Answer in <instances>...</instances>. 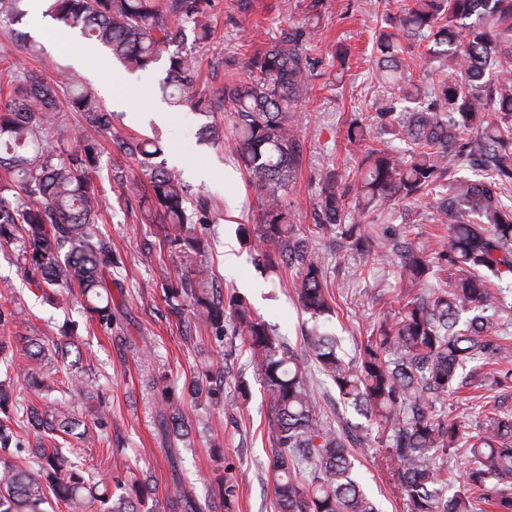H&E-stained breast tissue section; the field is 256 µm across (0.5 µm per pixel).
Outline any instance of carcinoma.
Masks as SVG:
<instances>
[{"mask_svg":"<svg viewBox=\"0 0 512 512\" xmlns=\"http://www.w3.org/2000/svg\"><path fill=\"white\" fill-rule=\"evenodd\" d=\"M46 15L79 29L130 73L151 70L187 25L195 40L208 39L205 0H50ZM394 19L375 48L379 80L393 90L398 107L373 113V120L407 149L368 144L367 126L353 120L347 139L361 153L357 171L325 173L319 223L305 229L294 224L288 202L302 164L294 109L307 94L312 68L299 39L275 41L250 59L248 78L229 75L209 94L200 90L195 57L175 52L158 85L173 112L229 108L236 152L262 202L261 223L243 238L255 260L295 272L297 302L315 321L333 308L326 258L310 245L313 235L336 230L337 252L354 250L373 262L388 241L364 233L362 219L371 211L427 199L437 221L448 225V242L438 251L406 242L397 253V274L413 286L431 283L436 267L448 268L451 277L373 326L356 360H345L336 336L317 324L298 350L245 299L226 300L210 288L211 269L202 262L208 242L193 224L181 174L158 159L164 154L158 141L127 135L96 96L73 89L64 71L47 79L27 70L0 98V168L10 176L0 181V251L13 253L39 290L79 293L91 317L112 329L108 276L119 260L98 227L104 201L93 177L100 149L86 127L106 133L147 177L142 216L158 225L159 245L179 260L182 273L164 292L168 310L192 312L230 350L239 346L253 359L271 408L277 512H380L350 452L367 431L328 420L309 362L331 380L343 405L376 424L378 461L396 478L408 512H476L478 503L512 512V411L504 410V398L512 397V338L493 327L512 311V204L506 202L512 197V0H405ZM403 35L426 43L423 56L435 80L425 88L413 81ZM61 90L84 121L72 129L68 148L50 138ZM14 320L15 314L0 313V512H43L40 505L51 497L65 512H86L96 501L100 512H155L146 483L119 476L93 482L73 461L100 442L104 410L89 424L78 407L41 397L26 406L37 447L15 440L7 415L14 381L41 373L75 400L92 397L98 385L69 360L62 343L50 353L30 337L33 350L21 361L5 335ZM475 360L494 366L502 399L493 400L478 432L466 434L437 407L471 385L465 370ZM158 417L165 436L178 442L189 435L191 426L164 393ZM457 448L464 449L463 486L448 496V454ZM215 462L222 510L237 512L244 472L224 458ZM176 504L178 512H202L185 486Z\"/></svg>","mask_w":512,"mask_h":512,"instance_id":"carcinoma-1","label":"carcinoma"}]
</instances>
